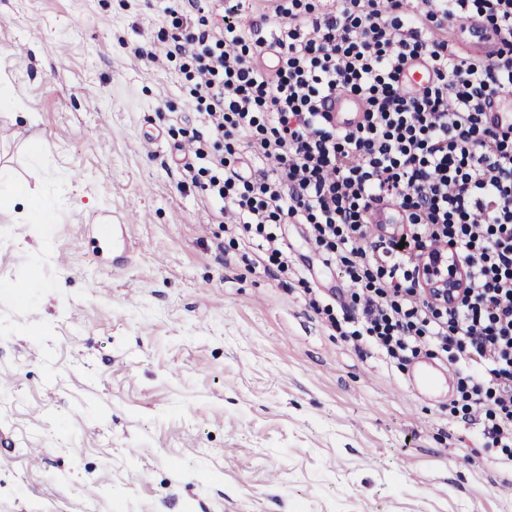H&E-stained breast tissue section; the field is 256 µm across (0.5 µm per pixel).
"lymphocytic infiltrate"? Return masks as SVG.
I'll list each match as a JSON object with an SVG mask.
<instances>
[{"instance_id":"f902f5d3","label":"lymphocytic infiltrate","mask_w":512,"mask_h":512,"mask_svg":"<svg viewBox=\"0 0 512 512\" xmlns=\"http://www.w3.org/2000/svg\"><path fill=\"white\" fill-rule=\"evenodd\" d=\"M274 32L246 56L241 0L199 29L186 0H167L162 52L189 57L194 111L203 133L190 182L213 217L239 215L230 237L256 246L266 271L293 267L282 228L305 225L323 266L342 270L348 301L309 289V306L333 329L397 364L422 347L464 367L463 419L480 411L486 445L512 449V0H329L322 10L264 0ZM480 26L494 48L475 58L452 34ZM279 59L267 69L263 59ZM415 60L432 78L417 92L401 77ZM364 101L360 122L341 129L326 104ZM267 161L243 175L227 153ZM399 217L384 231L378 214ZM453 249L466 272L455 301L420 283L427 249Z\"/></svg>"}]
</instances>
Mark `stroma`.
<instances>
[{
	"mask_svg": "<svg viewBox=\"0 0 512 512\" xmlns=\"http://www.w3.org/2000/svg\"><path fill=\"white\" fill-rule=\"evenodd\" d=\"M164 0H0V166L56 208L48 235L0 200V512H512V465L327 328L297 282L230 246L185 189L197 122L184 57L148 62ZM295 267L344 291L301 225Z\"/></svg>",
	"mask_w": 512,
	"mask_h": 512,
	"instance_id": "stroma-1",
	"label": "stroma"
}]
</instances>
